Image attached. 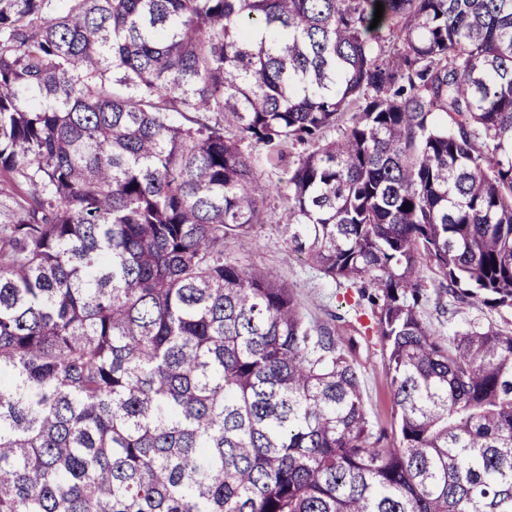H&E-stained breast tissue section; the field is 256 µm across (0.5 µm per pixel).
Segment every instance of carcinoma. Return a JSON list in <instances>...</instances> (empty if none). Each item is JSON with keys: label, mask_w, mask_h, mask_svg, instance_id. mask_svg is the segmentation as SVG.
Listing matches in <instances>:
<instances>
[{"label": "carcinoma", "mask_w": 512, "mask_h": 512, "mask_svg": "<svg viewBox=\"0 0 512 512\" xmlns=\"http://www.w3.org/2000/svg\"><path fill=\"white\" fill-rule=\"evenodd\" d=\"M295 145L284 228L386 346L389 433L224 260L248 149ZM0 192V512H512V334L419 311L424 259L512 307V0H0Z\"/></svg>", "instance_id": "obj_1"}]
</instances>
